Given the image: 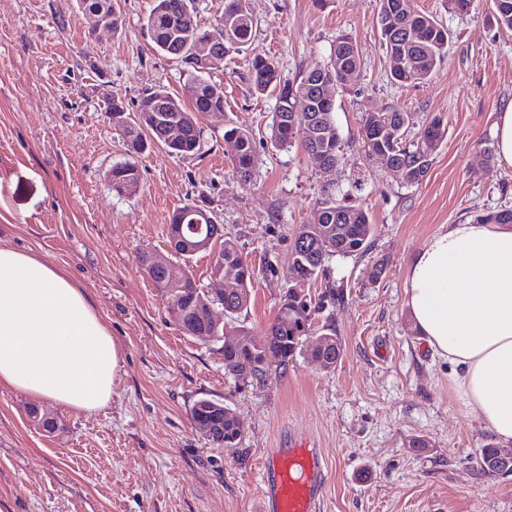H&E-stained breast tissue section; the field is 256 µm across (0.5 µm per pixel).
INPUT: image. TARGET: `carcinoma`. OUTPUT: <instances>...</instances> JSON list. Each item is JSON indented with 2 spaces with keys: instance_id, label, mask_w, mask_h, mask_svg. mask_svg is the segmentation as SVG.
I'll list each match as a JSON object with an SVG mask.
<instances>
[{
  "instance_id": "1",
  "label": "carcinoma",
  "mask_w": 512,
  "mask_h": 512,
  "mask_svg": "<svg viewBox=\"0 0 512 512\" xmlns=\"http://www.w3.org/2000/svg\"><path fill=\"white\" fill-rule=\"evenodd\" d=\"M400 0H378V24L386 50H392L403 39L405 47L404 66L391 72L393 80L401 85L425 81L435 72L448 51L450 33L432 16L418 10L413 0L409 6L398 7ZM494 18L497 24L512 31V0H493ZM224 23V55L239 53L251 45L253 18L248 0H224V11L218 16ZM154 49L167 57L184 64L188 77L181 93L174 95L163 86H154L141 95L137 111L145 117L146 128L130 123L120 130L126 147L127 159L112 166V190L119 195L132 194L139 187L141 174L137 158L150 145H160L170 153L182 158L199 153L202 128L198 119L213 111L224 110V86L206 77L203 63L205 31L202 30L191 6V0H154V6L146 19ZM361 61L357 46L351 37L342 35L336 39L331 64L313 68L300 80H291L284 75L278 63L266 54L254 53L248 58L249 80L258 93L272 92L276 108L271 124V141L287 148L295 143L310 150L311 139L306 132L290 121L289 108L298 100L313 104L311 117L315 120L318 147L340 160L341 136L335 120V103L322 100L320 83L332 81L338 85L348 82L359 70ZM414 124V115L401 109L361 114L358 136L363 148L370 155H387L391 163L402 169L404 183L420 184L426 177L432 155L445 137L446 127L441 116L436 115L423 122L414 139L406 138V131ZM170 126L176 134L162 137V127ZM224 139L238 144V151L231 158L237 183L247 186L252 183L257 165L256 150L251 134L238 126L224 127ZM325 223L303 225L297 231L288 257V270L309 282L327 275L332 258L349 257L368 250L373 225L364 208L336 200L335 194L326 190L320 199ZM479 224H512V209H502L475 219ZM184 225L187 233L197 237L220 235L213 228L211 215L205 210L185 205L179 217L173 219L168 233V243H173L178 234V225ZM219 256L224 266L237 270L240 276V294L224 300V315L232 316L246 308L250 300L248 285L254 269L243 259L237 243L229 237L220 242ZM142 252L138 262L149 279L164 289L170 312H179L177 325L188 336H207L214 343H224V327L211 325L201 311V298L205 291L198 287L186 263H171L164 271L149 269ZM334 288L327 286L318 299L309 304H288L279 307L275 320L267 329L273 337L271 349L280 360L277 368L285 370L300 349L298 337L319 334L327 337L323 353L324 362L334 367L341 356L342 345L336 330L328 322L314 328L315 321L334 304ZM233 335L244 343L231 349H222L224 374L238 377L241 369L252 363L253 356L246 342L250 331L238 327ZM193 422L207 421L217 436L213 442L226 448L238 444L234 424L238 421L235 412L223 403L207 397L197 399L191 410Z\"/></svg>"
}]
</instances>
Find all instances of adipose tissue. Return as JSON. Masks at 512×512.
<instances>
[{"instance_id":"adipose-tissue-1","label":"adipose tissue","mask_w":512,"mask_h":512,"mask_svg":"<svg viewBox=\"0 0 512 512\" xmlns=\"http://www.w3.org/2000/svg\"><path fill=\"white\" fill-rule=\"evenodd\" d=\"M407 309L453 387L512 442V225L452 224L412 255ZM121 351L89 295L47 260L0 245V385L87 412L112 399Z\"/></svg>"}]
</instances>
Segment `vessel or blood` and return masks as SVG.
Returning <instances> with one entry per match:
<instances>
[{"instance_id": "vessel-or-blood-1", "label": "vessel or blood", "mask_w": 512, "mask_h": 512, "mask_svg": "<svg viewBox=\"0 0 512 512\" xmlns=\"http://www.w3.org/2000/svg\"><path fill=\"white\" fill-rule=\"evenodd\" d=\"M326 469L315 441L294 433L283 437L263 457L262 512H319Z\"/></svg>"}]
</instances>
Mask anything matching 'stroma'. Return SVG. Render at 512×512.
<instances>
[{
    "label": "stroma",
    "instance_id": "stroma-1",
    "mask_svg": "<svg viewBox=\"0 0 512 512\" xmlns=\"http://www.w3.org/2000/svg\"><path fill=\"white\" fill-rule=\"evenodd\" d=\"M414 4L452 39L430 79L403 86L390 78L377 0H249L252 45L288 78L329 65L340 35L357 44L358 74L329 89L343 149L334 172L301 145L273 146L276 100L253 91L240 54L209 72L224 86V114L201 118L199 155L149 148L138 191L119 196L107 173L125 149L107 99H122L132 122L146 89L176 93L186 78L153 49V0H118L114 32L91 31L75 0H0V243L67 271L121 351L106 407L43 402L58 420L52 434L29 423L32 398L0 387V512H258L262 455L288 431L314 439L327 459L320 512H512V473L478 466L494 437L452 388L405 296L409 260L427 239L512 208V167L487 169L485 155L497 113L512 102V31L497 26L492 0H474L465 15L444 0ZM392 107L419 123L444 117L447 134L421 184L362 148V113ZM228 119L254 137L246 187L231 165ZM327 188L363 206L374 227L368 251L334 257L328 280L310 287L314 296L336 290L327 314L341 358L324 370L308 339L285 373L241 385L225 375L216 344L180 331L137 255L167 252L169 211L193 203L211 212L255 270L250 304L231 324L263 340L287 287L291 241L317 223ZM201 397L236 412L235 448L196 431L190 409ZM415 438L424 447H411Z\"/></svg>",
    "mask_w": 512,
    "mask_h": 512
}]
</instances>
